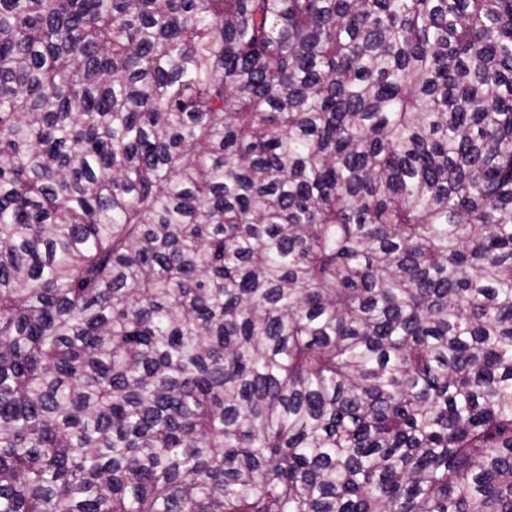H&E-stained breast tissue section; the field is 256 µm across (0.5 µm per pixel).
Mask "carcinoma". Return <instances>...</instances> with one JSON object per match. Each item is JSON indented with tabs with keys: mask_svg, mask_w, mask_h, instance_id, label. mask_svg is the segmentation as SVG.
<instances>
[{
	"mask_svg": "<svg viewBox=\"0 0 512 512\" xmlns=\"http://www.w3.org/2000/svg\"><path fill=\"white\" fill-rule=\"evenodd\" d=\"M0 512H512V0H0Z\"/></svg>",
	"mask_w": 512,
	"mask_h": 512,
	"instance_id": "cac0c4a2",
	"label": "carcinoma"
}]
</instances>
